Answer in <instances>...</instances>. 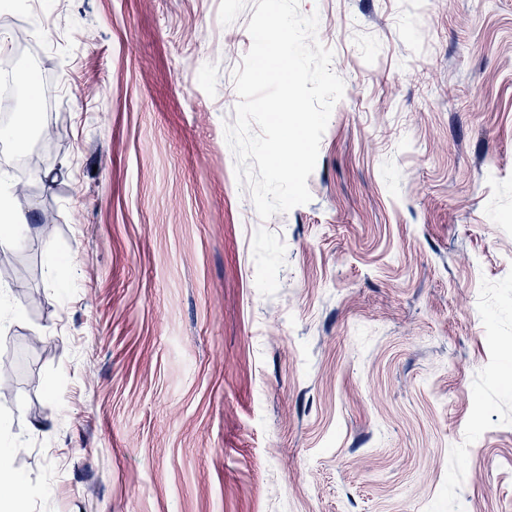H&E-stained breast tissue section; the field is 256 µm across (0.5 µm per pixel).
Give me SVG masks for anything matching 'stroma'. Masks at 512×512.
<instances>
[{
	"mask_svg": "<svg viewBox=\"0 0 512 512\" xmlns=\"http://www.w3.org/2000/svg\"><path fill=\"white\" fill-rule=\"evenodd\" d=\"M300 9L345 89L265 221L253 0L21 13L59 134L0 285L10 512H512V0Z\"/></svg>",
	"mask_w": 512,
	"mask_h": 512,
	"instance_id": "35a3bbf8",
	"label": "stroma"
}]
</instances>
